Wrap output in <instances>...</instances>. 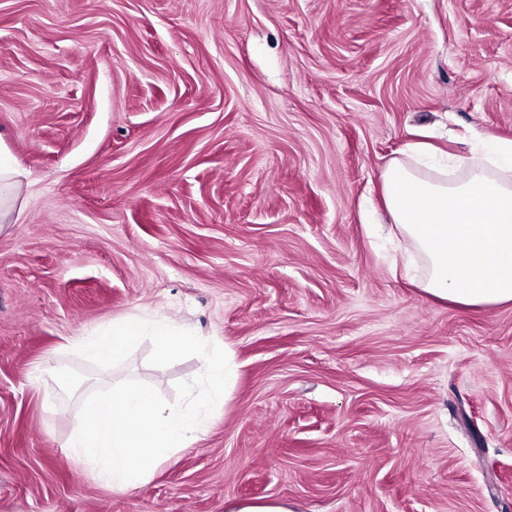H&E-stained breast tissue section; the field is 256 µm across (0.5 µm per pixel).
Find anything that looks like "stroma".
Segmentation results:
<instances>
[{"label": "stroma", "instance_id": "35a3bbf8", "mask_svg": "<svg viewBox=\"0 0 512 512\" xmlns=\"http://www.w3.org/2000/svg\"><path fill=\"white\" fill-rule=\"evenodd\" d=\"M0 140V512H512V303L393 274L381 193L407 143L512 142V0H0ZM134 312L232 376L122 493L63 448L83 400L203 370L71 349ZM44 362L67 385H32ZM16 169L10 152L0 140V223H5L15 207L18 193L15 181ZM224 510L226 512H294L288 500L281 498L234 501L227 503Z\"/></svg>", "mask_w": 512, "mask_h": 512}]
</instances>
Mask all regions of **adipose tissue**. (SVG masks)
<instances>
[{"label":"adipose tissue","instance_id":"ef3b65f1","mask_svg":"<svg viewBox=\"0 0 512 512\" xmlns=\"http://www.w3.org/2000/svg\"><path fill=\"white\" fill-rule=\"evenodd\" d=\"M435 152L410 145L390 161L381 190L391 223L423 255L429 295L465 307L512 302V142L495 144L489 161L466 162V174H424Z\"/></svg>","mask_w":512,"mask_h":512}]
</instances>
